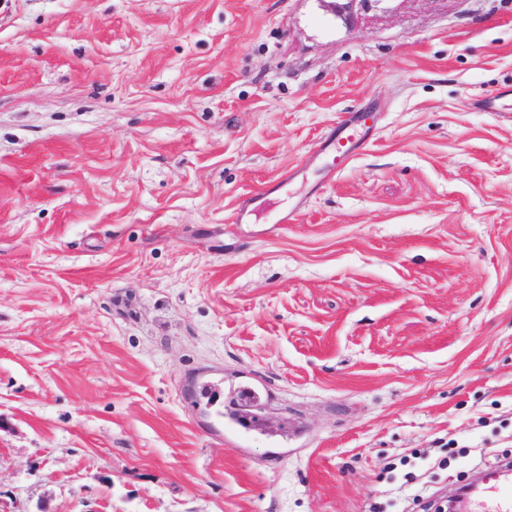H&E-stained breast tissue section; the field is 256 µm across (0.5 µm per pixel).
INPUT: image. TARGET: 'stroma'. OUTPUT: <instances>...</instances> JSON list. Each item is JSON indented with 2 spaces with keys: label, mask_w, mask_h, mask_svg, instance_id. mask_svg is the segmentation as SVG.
Returning a JSON list of instances; mask_svg holds the SVG:
<instances>
[{
  "label": "stroma",
  "mask_w": 512,
  "mask_h": 512,
  "mask_svg": "<svg viewBox=\"0 0 512 512\" xmlns=\"http://www.w3.org/2000/svg\"><path fill=\"white\" fill-rule=\"evenodd\" d=\"M508 459L512 0H0L6 512H432Z\"/></svg>",
  "instance_id": "35a3bbf8"
}]
</instances>
